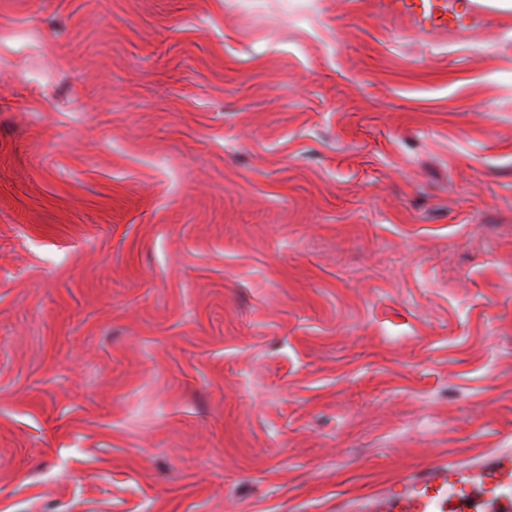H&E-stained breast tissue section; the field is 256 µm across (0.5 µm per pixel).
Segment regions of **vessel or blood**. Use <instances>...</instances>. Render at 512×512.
I'll return each instance as SVG.
<instances>
[{"instance_id":"vessel-or-blood-1","label":"vessel or blood","mask_w":512,"mask_h":512,"mask_svg":"<svg viewBox=\"0 0 512 512\" xmlns=\"http://www.w3.org/2000/svg\"><path fill=\"white\" fill-rule=\"evenodd\" d=\"M384 17L409 18L424 33H444L463 21L452 0H382ZM470 497L456 506L448 504V467L434 464L412 476L400 478L390 492L375 494L364 512H512L511 498L487 500L484 484L470 479Z\"/></svg>"}]
</instances>
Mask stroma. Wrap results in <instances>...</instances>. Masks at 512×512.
Returning a JSON list of instances; mask_svg holds the SVG:
<instances>
[{
	"label": "stroma",
	"mask_w": 512,
	"mask_h": 512,
	"mask_svg": "<svg viewBox=\"0 0 512 512\" xmlns=\"http://www.w3.org/2000/svg\"><path fill=\"white\" fill-rule=\"evenodd\" d=\"M0 0V512H354L512 455V10ZM454 1L383 0L382 14L388 19L407 17L423 33H445L459 28L463 16L454 11Z\"/></svg>",
	"instance_id": "obj_1"
}]
</instances>
